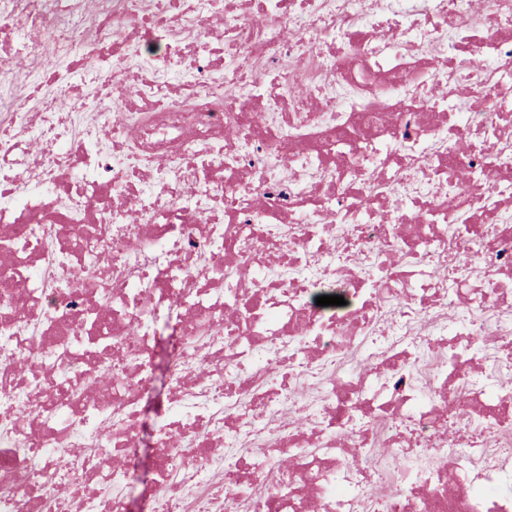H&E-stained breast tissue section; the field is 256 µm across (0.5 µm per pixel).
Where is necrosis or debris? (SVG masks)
<instances>
[{"instance_id":"obj_1","label":"necrosis or debris","mask_w":512,"mask_h":512,"mask_svg":"<svg viewBox=\"0 0 512 512\" xmlns=\"http://www.w3.org/2000/svg\"><path fill=\"white\" fill-rule=\"evenodd\" d=\"M1 35L0 512H129L145 430L138 512H512V0H0Z\"/></svg>"}]
</instances>
